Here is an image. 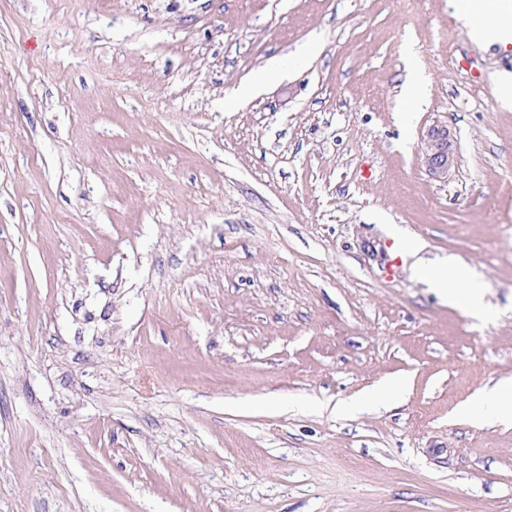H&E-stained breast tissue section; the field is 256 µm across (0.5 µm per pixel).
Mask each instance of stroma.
<instances>
[{
  "mask_svg": "<svg viewBox=\"0 0 512 512\" xmlns=\"http://www.w3.org/2000/svg\"><path fill=\"white\" fill-rule=\"evenodd\" d=\"M505 71L456 0H0V512H512ZM457 142L446 125L435 124L421 140L420 161L435 178H445L457 160ZM431 287L445 298L448 303L459 305L468 310L476 318H486L490 315L483 304L480 286L474 282L465 280L454 268L452 260L443 261L439 269L429 277ZM463 284L462 288H457ZM511 401L502 403L501 389L479 394L475 400L468 403L465 410L480 419L494 420L502 418L512 411V385H508Z\"/></svg>",
  "mask_w": 512,
  "mask_h": 512,
  "instance_id": "35a3bbf8",
  "label": "stroma"
}]
</instances>
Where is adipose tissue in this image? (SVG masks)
I'll return each instance as SVG.
<instances>
[{"label": "adipose tissue", "instance_id": "obj_1", "mask_svg": "<svg viewBox=\"0 0 512 512\" xmlns=\"http://www.w3.org/2000/svg\"><path fill=\"white\" fill-rule=\"evenodd\" d=\"M509 14L512 15V0H464L457 7L458 18L472 38L488 47L512 45V25L502 22L503 16ZM430 283L449 303L464 307L476 318L488 317L480 286L463 280L452 261L442 262L432 273Z\"/></svg>", "mask_w": 512, "mask_h": 512}]
</instances>
